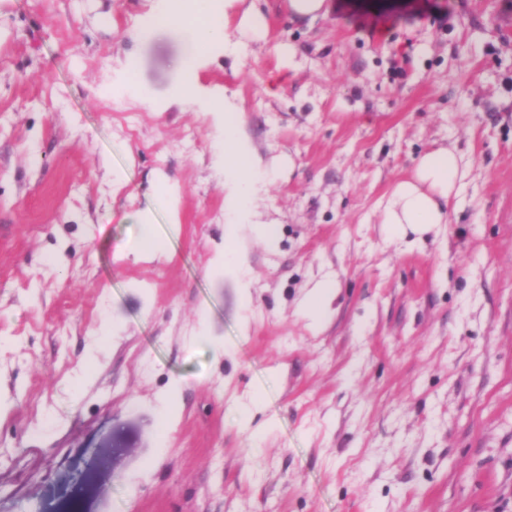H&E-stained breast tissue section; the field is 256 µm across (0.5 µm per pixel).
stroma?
<instances>
[{
    "label": "stroma",
    "mask_w": 512,
    "mask_h": 512,
    "mask_svg": "<svg viewBox=\"0 0 512 512\" xmlns=\"http://www.w3.org/2000/svg\"><path fill=\"white\" fill-rule=\"evenodd\" d=\"M331 4L241 0L266 40L194 76L276 172L246 301L206 273L224 167L172 95L189 38L137 37L152 0H0V512H512V0ZM447 145L472 166L449 222L388 240V194ZM145 217L147 263L120 254ZM288 11L293 17L314 21L331 9L330 0H287ZM337 286L333 280L318 282L306 294L303 301V311L310 319L309 327L319 331L326 318L332 298L336 295ZM180 391V382L174 381L170 385L161 406V421L168 432L175 430L181 421L179 407Z\"/></svg>",
    "instance_id": "obj_1"
}]
</instances>
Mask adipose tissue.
Segmentation results:
<instances>
[{"label": "adipose tissue", "instance_id": "adipose-tissue-1", "mask_svg": "<svg viewBox=\"0 0 512 512\" xmlns=\"http://www.w3.org/2000/svg\"><path fill=\"white\" fill-rule=\"evenodd\" d=\"M213 8V0H154L153 10L142 26L145 36L158 28L179 27L196 47L194 54L174 62L185 76L176 90L177 98L196 96L198 89L191 80L195 69L211 51L234 44L227 24L208 21ZM237 110L233 99H225L221 115L223 137L217 144L224 164V236L238 240L242 229L247 228L272 247L277 241L274 225L253 221L252 212L260 190L274 183L276 175L255 161L250 143L239 132ZM469 173L463 157L448 147L419 157L412 175L395 184L380 212V222L389 239L400 243L411 235L420 239L436 225L447 223L450 203Z\"/></svg>", "mask_w": 512, "mask_h": 512}]
</instances>
